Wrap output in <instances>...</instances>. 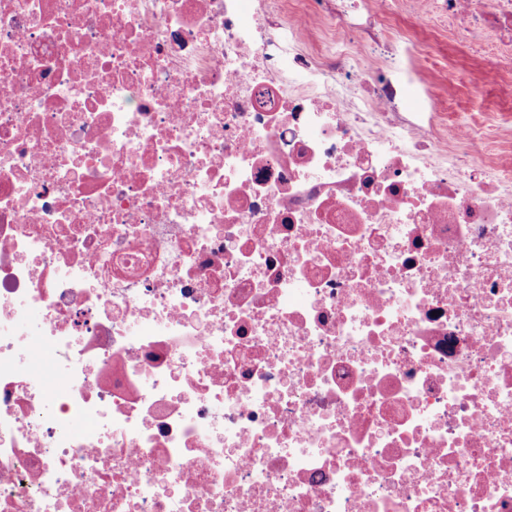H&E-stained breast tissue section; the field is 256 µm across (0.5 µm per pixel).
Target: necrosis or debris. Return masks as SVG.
Returning a JSON list of instances; mask_svg holds the SVG:
<instances>
[{
    "mask_svg": "<svg viewBox=\"0 0 512 512\" xmlns=\"http://www.w3.org/2000/svg\"><path fill=\"white\" fill-rule=\"evenodd\" d=\"M473 2L0 0V512H512V126L375 36Z\"/></svg>",
    "mask_w": 512,
    "mask_h": 512,
    "instance_id": "1",
    "label": "necrosis or debris"
}]
</instances>
